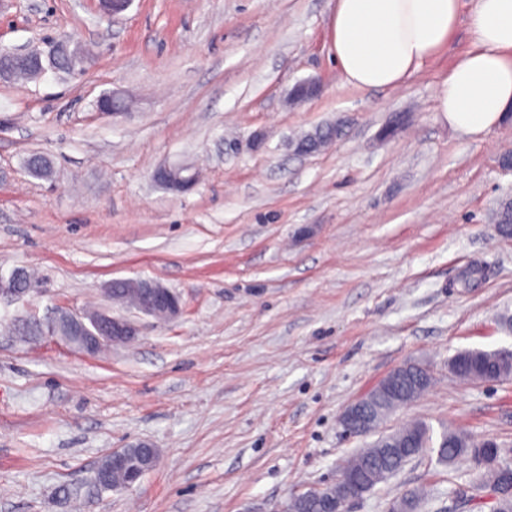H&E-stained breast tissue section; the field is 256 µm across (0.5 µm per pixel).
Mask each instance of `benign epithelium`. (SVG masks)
<instances>
[{"instance_id":"benign-epithelium-1","label":"benign epithelium","mask_w":512,"mask_h":512,"mask_svg":"<svg viewBox=\"0 0 512 512\" xmlns=\"http://www.w3.org/2000/svg\"><path fill=\"white\" fill-rule=\"evenodd\" d=\"M29 57L22 49H14L4 57H0V67L14 69L28 65ZM129 110L128 101L120 94L112 93V105L100 109V113L107 116H116ZM183 167L180 165H161L154 174V180L169 187V178H178ZM126 284L132 288H141L145 293V300L139 310L145 315H154L156 310L164 312L165 318L170 320L178 317L182 312L179 297L169 288L153 280L129 279ZM33 290L31 283L24 281L21 274L15 272L7 279L0 278V296L9 294L22 298ZM67 321L72 327L73 335L64 337L68 343L78 349L95 354L101 349L115 343L124 342L135 335L134 325L126 318L109 314H78L64 308H58L46 319L26 322L24 326L32 327L47 336L58 335L59 324ZM367 397H362L348 405L343 411L340 422L344 429L352 434H365L376 426V420L365 415ZM369 489L359 475H350L338 479L328 486L326 500L328 504L336 507V512H347L349 502L363 497Z\"/></svg>"}]
</instances>
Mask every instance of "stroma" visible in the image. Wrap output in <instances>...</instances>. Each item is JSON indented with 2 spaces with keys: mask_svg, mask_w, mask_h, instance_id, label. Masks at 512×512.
<instances>
[{
  "mask_svg": "<svg viewBox=\"0 0 512 512\" xmlns=\"http://www.w3.org/2000/svg\"><path fill=\"white\" fill-rule=\"evenodd\" d=\"M462 16L447 46L394 89H360L336 64V0H0V46L44 37L89 50L85 71L0 83V276L39 286L0 297V512H274L336 478L340 463L409 422L512 449V379L463 382L457 351L512 347V238L492 213L512 195V122L452 129L434 89L470 49ZM317 97L292 104L298 82ZM118 91L134 107L97 110ZM340 124L328 148L291 139ZM34 153L48 177L26 165ZM189 162L196 185L154 181ZM483 275L462 287L459 273ZM151 279L179 295L161 321L112 301L108 284ZM122 315L138 334L88 355L12 334L52 309ZM433 378L376 431L345 436L343 410L395 368ZM158 451L141 482L100 490L115 448ZM469 460L425 458L349 512H388L421 489V512L458 503Z\"/></svg>",
  "mask_w": 512,
  "mask_h": 512,
  "instance_id": "35a3bbf8",
  "label": "stroma"
}]
</instances>
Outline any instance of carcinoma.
I'll list each match as a JSON object with an SVG mask.
<instances>
[{
    "instance_id": "1",
    "label": "carcinoma",
    "mask_w": 512,
    "mask_h": 512,
    "mask_svg": "<svg viewBox=\"0 0 512 512\" xmlns=\"http://www.w3.org/2000/svg\"><path fill=\"white\" fill-rule=\"evenodd\" d=\"M41 59V67L55 69L65 74L75 73L80 47L75 46L58 55L47 45L33 49ZM336 131L326 127L303 138L307 149H320L335 138ZM494 223L499 233L512 237V197L505 196L494 210ZM470 360L475 367L468 371H456L454 375L466 380H506L512 377V364L497 361L493 351L480 349L463 350L450 359L454 365L459 359ZM431 384V375L417 363H409L395 369L394 386L389 391L377 392L368 402L372 412L384 418L397 408L418 398ZM436 455L440 465H450L460 458L473 462L474 470L463 485L455 489L457 498L469 495L470 499L483 498L494 489L497 491L493 512H512V450L500 447L492 440L477 442L470 436L446 429L438 441H433L430 428L423 422H415L376 440L370 447L350 458L339 467L338 477L364 474L371 486L415 459ZM423 497L418 492L405 494L394 500L393 512H419ZM289 512H324L323 499L298 500L289 506Z\"/></svg>"
}]
</instances>
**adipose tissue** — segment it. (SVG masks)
<instances>
[{"label": "adipose tissue", "instance_id": "ef3b65f1", "mask_svg": "<svg viewBox=\"0 0 512 512\" xmlns=\"http://www.w3.org/2000/svg\"><path fill=\"white\" fill-rule=\"evenodd\" d=\"M459 0H337L331 24L336 61L361 89L399 86L434 58L459 19ZM472 47L435 87L448 124L470 136L512 112V0H477Z\"/></svg>", "mask_w": 512, "mask_h": 512}]
</instances>
